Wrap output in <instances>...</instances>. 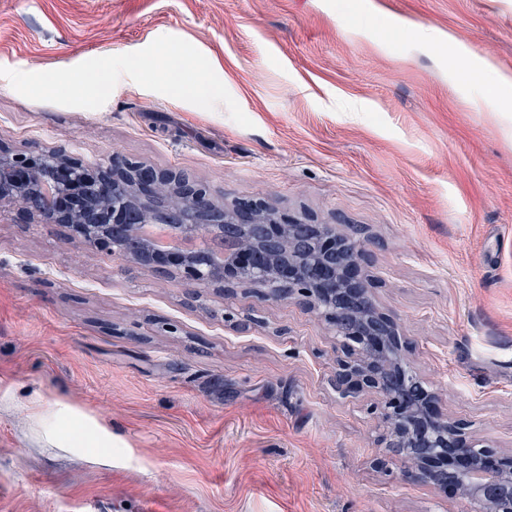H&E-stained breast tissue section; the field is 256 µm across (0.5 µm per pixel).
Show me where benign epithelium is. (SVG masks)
<instances>
[{
  "mask_svg": "<svg viewBox=\"0 0 512 512\" xmlns=\"http://www.w3.org/2000/svg\"><path fill=\"white\" fill-rule=\"evenodd\" d=\"M4 199L92 248L176 273L191 287L258 288L268 301L299 303L349 350L337 362L336 387L378 396L383 443L411 479L445 489L455 469L454 486L475 512H512V456L475 448L463 424L431 411L436 392L406 362L399 326L380 312L369 281L351 275L367 240L334 224H305L261 201L220 206L182 174L116 159L92 173L53 151L0 152ZM140 224L165 225L176 245L155 247L137 235Z\"/></svg>",
  "mask_w": 512,
  "mask_h": 512,
  "instance_id": "1",
  "label": "benign epithelium"
}]
</instances>
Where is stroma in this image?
<instances>
[{
  "label": "stroma",
  "mask_w": 512,
  "mask_h": 512,
  "mask_svg": "<svg viewBox=\"0 0 512 512\" xmlns=\"http://www.w3.org/2000/svg\"><path fill=\"white\" fill-rule=\"evenodd\" d=\"M459 50L512 77V0H0V145L360 230L438 410L512 455V114L475 109ZM114 56L131 71L88 91ZM175 61L208 94L156 75ZM342 355L299 304L190 291L2 201L0 512H474L387 456ZM36 401L111 448L48 444Z\"/></svg>",
  "instance_id": "35a3bbf8"
}]
</instances>
